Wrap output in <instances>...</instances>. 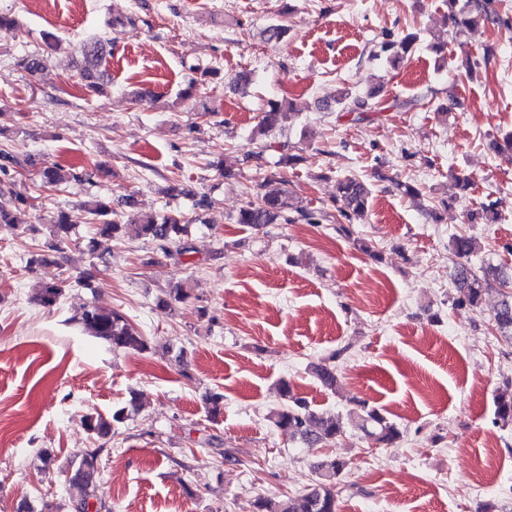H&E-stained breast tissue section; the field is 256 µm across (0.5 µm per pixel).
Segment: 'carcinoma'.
Segmentation results:
<instances>
[{"label":"carcinoma","instance_id":"cac0c4a2","mask_svg":"<svg viewBox=\"0 0 512 512\" xmlns=\"http://www.w3.org/2000/svg\"><path fill=\"white\" fill-rule=\"evenodd\" d=\"M448 4V20L457 27H475L479 24L505 25L507 21L500 17L495 0H445ZM414 36L382 43L381 51L389 53V59H402L409 52ZM82 57L79 74L87 87L96 91L103 89L106 80L101 77L102 63L106 57L104 44L98 40H88L81 46ZM47 56L41 52L25 53L16 62V66L34 76L46 67ZM335 103L342 111L354 115V120L363 121L369 114L380 110V102L374 92L365 95L354 94L349 90L340 93ZM292 108L283 102H272L259 121L258 133L268 135L282 123L291 121ZM274 150L280 153L278 165L294 166L303 161V157L290 152L286 143L274 145L263 143L260 151L245 157L244 163L260 160L264 152ZM41 184L57 187L69 180L82 182L87 177L73 169H64L61 165L44 168L38 173ZM174 196H191L195 205L205 207L208 199L204 195L187 188L180 181H175L169 188ZM336 199L333 201L342 222L336 225L340 236H351V226L365 218L369 210L370 188L354 175H347L336 183ZM499 202L491 201L481 206V210L466 213L470 224L485 220L491 224L500 217ZM88 215L89 223L96 226V231L104 237L116 238L124 228L131 224L137 233L158 243L163 253H168V245L176 244L180 255L196 252V248L185 241L186 223L183 213L144 212L132 219H126L122 212L112 207V198L108 195H94L81 204ZM322 212L307 209L298 204L293 192L288 189V182L280 173L271 171L265 175L260 184L256 198L249 200L239 210L236 223L259 228L267 224H288L305 221L309 224L319 223ZM36 218L35 206L21 192L20 186L10 180L0 188V224H31ZM72 219L68 212L60 210L50 223L49 238L45 245L30 252L27 268L32 272L46 269L58 264L56 256L64 253L73 244L71 236ZM452 250L458 258L454 281L458 296L456 303L479 307L485 296L494 291L498 301L492 314V322L500 339L512 345V268L504 265L487 264L480 272L470 267V255L473 251L472 239L460 235L453 238ZM65 281L55 276L42 283L32 300L43 308L57 305L65 293ZM192 298L191 289L179 284L170 289L166 298L161 300L165 306L184 304ZM76 322L91 336L105 343L113 351H130L144 353L149 350L147 338L136 330L116 310H106L95 304L86 305ZM343 354L339 349L329 358L312 366V374L320 384L330 390L336 389L337 368L335 361ZM281 403L272 411L270 420L273 425L286 433L291 441H298L306 448H325L343 436L347 427L363 431L375 443L385 447L395 446L402 437L399 427L390 421L380 409L358 400L345 415L325 417L311 407L310 403L293 393L288 380L283 379L278 386ZM128 417L127 407H120L112 412L111 418L88 414L83 419V426L94 437H106L112 434L116 424L123 423ZM495 423L504 427L512 425V382L499 388L494 397ZM101 449L89 448L78 460L68 464V499L75 512H85L84 506L97 498L98 458ZM347 468V462L333 457H322L314 465L317 479L306 492L293 499L286 494L275 497L259 496L254 501V512H337L336 481Z\"/></svg>","mask_w":512,"mask_h":512}]
</instances>
